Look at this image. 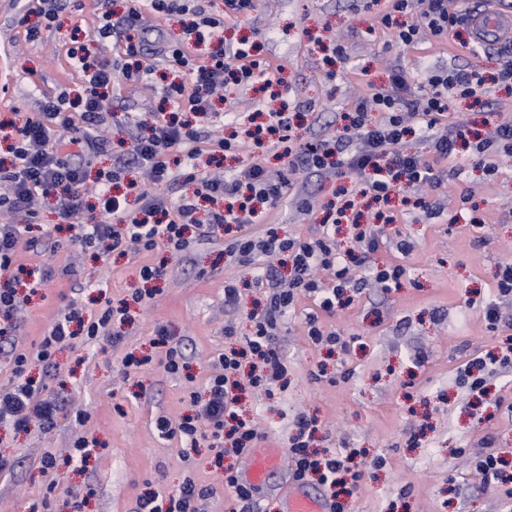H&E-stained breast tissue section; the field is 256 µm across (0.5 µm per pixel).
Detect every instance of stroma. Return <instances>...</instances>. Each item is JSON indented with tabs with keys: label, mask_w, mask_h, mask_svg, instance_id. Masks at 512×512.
<instances>
[{
	"label": "stroma",
	"mask_w": 512,
	"mask_h": 512,
	"mask_svg": "<svg viewBox=\"0 0 512 512\" xmlns=\"http://www.w3.org/2000/svg\"><path fill=\"white\" fill-rule=\"evenodd\" d=\"M26 0H0V122H22L39 99L75 95L81 75L66 52L83 44L89 59L116 64L121 55L97 41L93 29L101 12L126 11L125 0H64L51 28L27 14ZM387 0H262L252 16L226 21L224 38L259 42V57L276 69L288 89L291 110L300 112L302 141L335 140L339 115L353 107L366 82L383 83L388 68L401 63L415 93L428 92L429 70L494 68L484 50L427 44L398 51L380 18ZM37 36H29V28ZM337 44L344 54L334 66L323 61V45ZM148 81L116 78L108 112H156L170 81H183L170 64L159 63ZM482 107L452 104L449 121H465L485 131L487 123L512 116V93L489 88ZM270 102L256 85H230L218 112L203 127L231 130ZM497 172L486 176L476 165L440 185L408 190V203H396L397 223L386 226L375 251L365 253L355 274L369 277L373 267L399 264L401 285L390 291L364 287L351 291V303L333 315H321L324 328L340 330L350 347L343 357H328L306 333L312 299L299 298L279 324L277 345L287 369L285 385L270 391L246 390L241 408L258 433V447H287L299 415L316 416L318 448H358L382 466L369 468L347 500L348 512H512V501L482 484L468 456L492 452L512 459V369L488 375V420L474 412V397L460 374L473 361L495 350L501 331L489 329L484 311L493 297L498 273L512 263V153L497 156ZM289 202L253 225L304 237L318 228L324 207L335 200L339 180L315 173L290 177ZM304 195L312 212L296 211L292 198ZM421 196L432 205H411ZM468 197L476 223L459 218L461 197ZM59 218L42 206L36 232L43 247L57 240L52 273L30 294L20 320L0 315V327L14 329L19 348L36 346L69 304L97 317L105 300L125 299L132 323L115 325L120 341L78 336L75 346L56 353L51 371L33 368L49 394L63 399L51 434L38 426L14 433L0 428V455L12 469L0 472V512H134L139 498L179 489L185 477L210 487L201 512H239L241 505L224 487V467L212 438L201 439L182 458L179 439L159 435L155 421L179 422L193 414L189 394L202 391L211 366L226 344L225 323L239 335L252 330L250 317L264 304L260 288L242 289L235 304L224 302V285L249 279L250 271L225 251L223 237L194 238L180 256L163 249L101 256L67 245V232L56 231ZM167 259L165 279L153 298L139 276L141 266ZM165 329L168 343L184 354L187 370L166 373L153 359L151 341ZM151 356V363L130 377L118 366L125 355ZM326 375H319V368ZM88 420L76 429L75 414ZM98 442L88 462L67 461L75 431ZM59 453L58 484L49 487L40 459Z\"/></svg>",
	"instance_id": "35a3bbf8"
}]
</instances>
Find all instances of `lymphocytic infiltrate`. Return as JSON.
Instances as JSON below:
<instances>
[{
  "instance_id": "lymphocytic-infiltrate-1",
  "label": "lymphocytic infiltrate",
  "mask_w": 512,
  "mask_h": 512,
  "mask_svg": "<svg viewBox=\"0 0 512 512\" xmlns=\"http://www.w3.org/2000/svg\"><path fill=\"white\" fill-rule=\"evenodd\" d=\"M425 3V8L416 13L412 0H391L381 23L392 42L415 47L425 32L441 44L468 23L463 13L451 8L449 0ZM145 7L162 19L175 14L188 17L184 37L162 42L161 52L168 61L186 68L191 81L169 91L168 111L151 119L134 117L138 136L118 157L115 167L99 171L95 196L99 210L109 218L108 223L82 224L78 218L83 209L84 168L91 164L103 144L97 131L106 121L112 69L107 65L90 68L85 56L75 48L68 51L72 65L87 74L83 92L75 100L81 109L78 117L86 129L79 143V157L74 160L61 151L64 134L73 119L63 110L65 97H44L36 113L13 129L8 145L10 164L0 168V180L9 185L8 191L0 192V212H22L34 220L38 217L34 200L52 197L59 219L70 233L69 244L94 248L105 256L114 251L151 252L161 246L171 255H180L190 245L188 227L196 225L204 237L231 232L225 249L242 265L253 264L260 253L289 260L287 279H280L270 269L254 275L255 287L270 290L267 303L262 314L254 318L252 331L245 336L242 347L219 355L216 372L207 380L208 399L198 416L185 417L176 424L165 418L156 423L162 437L176 436L194 446L200 434L197 420L205 418L213 440L219 441L222 454L228 459L224 467L225 487L231 488L241 503V512H255L256 488L240 481L235 461L252 450L258 434L251 421L240 418L237 394L247 388L269 387L283 378L285 366L276 343L280 321L302 297L314 299L319 312L335 313L337 306L343 305L347 289L359 287L360 281L353 274L359 262L357 253L377 248V232L373 225L352 222L356 246L343 251L336 248L335 224L326 221L315 235L306 238L290 233L281 236L274 231L264 239L254 238L250 226L262 223L266 211L277 207L287 196V182L272 180L258 163L225 178L199 170L196 159L200 154H208L210 161L218 163L225 155L238 152L240 143L211 136L191 121L180 120L179 114L186 110L210 114L212 102L224 85H248L259 80L261 62L248 41L219 48L205 60L194 54L195 46L204 36L223 33L226 19L250 16L258 9V0H224V10L217 14L206 11L200 0H147L143 5L135 2L119 21L113 20L111 12L102 13L93 35L101 42L123 44L132 62L123 67L122 74L131 81L150 77L155 71L135 43L123 40ZM485 81L488 80L471 70L437 69L428 78L429 93L419 96L412 91L404 70L394 66L387 83L367 82L364 95L354 107L341 113L343 132L336 141L298 143L287 113L281 110L272 113L265 132L250 133V142L257 150L268 143L276 145L291 170L320 173L331 169L337 177L356 180L358 190H341L335 202L327 205V212L341 215L354 209L359 195L386 204L393 194L406 189L437 185L441 177L435 167L439 163H448L452 175L472 162L490 172L494 169L495 154L512 152L511 121L496 123L491 133L476 137L469 124L446 120L452 99L475 96ZM415 134L424 148L412 152L407 148V139ZM131 164L148 177L147 182L129 185L138 202L134 208L126 196L111 191ZM175 165L181 166L184 181L201 182L208 198L214 201L207 223H200L195 199L184 197L174 201L160 192V185L169 182L170 170ZM115 215L120 218L116 224L111 221ZM23 230L20 224H0V277L13 282L12 287L0 289V313L8 317L24 305L16 295L15 284L25 281L36 289L49 276L47 267L30 269L18 262L19 246L30 250L38 246L36 238H23ZM321 270L329 272L330 284H323L318 278ZM80 314L77 307L65 309L33 351L11 347L14 386L0 392L1 428L25 432L35 423L42 434L53 432L58 402L46 394L44 384L30 378L29 371L36 364L47 370L54 368L56 350L73 343L75 333L70 324ZM296 427L297 433L291 437L288 448L293 479L303 484L309 476H316L331 512H343L338 498L356 488L368 461H354L352 455L339 449L323 458L312 457L308 439L318 429L316 419L299 416ZM208 494V489L197 487L194 479L188 478L172 495L140 498L136 512H199L197 503Z\"/></svg>"
}]
</instances>
